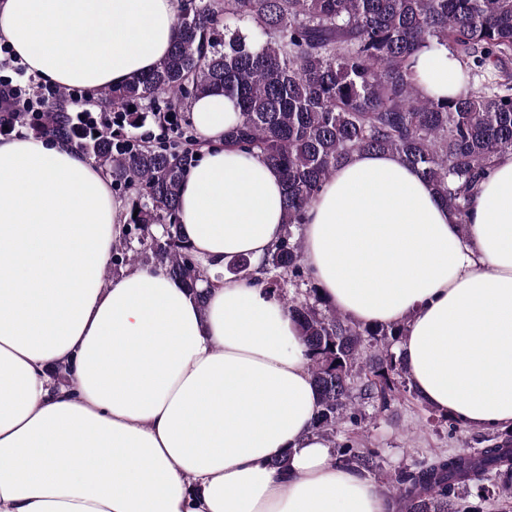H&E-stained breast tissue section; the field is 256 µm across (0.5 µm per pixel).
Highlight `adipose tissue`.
Listing matches in <instances>:
<instances>
[{
	"instance_id": "adipose-tissue-1",
	"label": "adipose tissue",
	"mask_w": 512,
	"mask_h": 512,
	"mask_svg": "<svg viewBox=\"0 0 512 512\" xmlns=\"http://www.w3.org/2000/svg\"><path fill=\"white\" fill-rule=\"evenodd\" d=\"M178 10L0 0V43L44 83L92 97L165 56ZM416 69L422 95L460 94L445 48L422 50ZM238 120L220 93L191 107L206 148L180 220L212 281L202 303L160 267L103 284L127 219L108 174L68 142L0 136V512H390L313 430L292 316L224 274L236 256L261 262L284 233L280 174L222 145ZM302 240L333 309L405 325L399 352L429 407L512 429V154L463 227L398 156L354 154L309 203Z\"/></svg>"
}]
</instances>
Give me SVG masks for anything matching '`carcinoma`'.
<instances>
[{
	"label": "carcinoma",
	"mask_w": 512,
	"mask_h": 512,
	"mask_svg": "<svg viewBox=\"0 0 512 512\" xmlns=\"http://www.w3.org/2000/svg\"><path fill=\"white\" fill-rule=\"evenodd\" d=\"M177 30L151 71L98 93L102 107L125 116L112 133L60 87L42 112L7 104L0 134L63 139L104 169L128 201L112 267H162L201 301L198 285L210 280L182 234L179 199L202 143L178 118L201 96L235 100L241 120L224 146L255 153L282 175L286 231L261 265L241 258L225 270L264 284L292 315L318 395L314 429L334 445L340 422L363 419L356 400L383 409L410 391L391 352L405 327L356 325L330 308L295 229L336 168L360 152L399 155L467 227L493 158L512 153V0H180ZM434 45L478 89L421 96L416 54ZM147 123L160 136L133 135ZM378 459L377 449L349 442L335 454L369 475L379 472ZM387 481L394 512H485L512 496V431L483 448L422 457ZM473 485L479 504H460Z\"/></svg>",
	"instance_id": "obj_1"
}]
</instances>
